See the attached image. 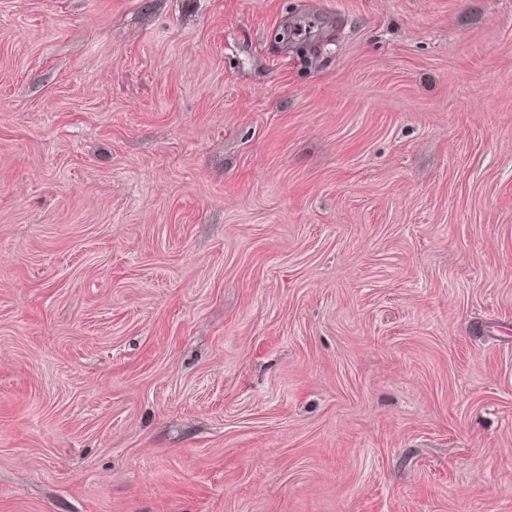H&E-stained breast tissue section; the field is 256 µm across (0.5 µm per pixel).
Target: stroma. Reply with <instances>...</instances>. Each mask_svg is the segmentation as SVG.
<instances>
[{
  "mask_svg": "<svg viewBox=\"0 0 512 512\" xmlns=\"http://www.w3.org/2000/svg\"><path fill=\"white\" fill-rule=\"evenodd\" d=\"M0 512H512V0H0Z\"/></svg>",
  "mask_w": 512,
  "mask_h": 512,
  "instance_id": "stroma-1",
  "label": "stroma"
}]
</instances>
